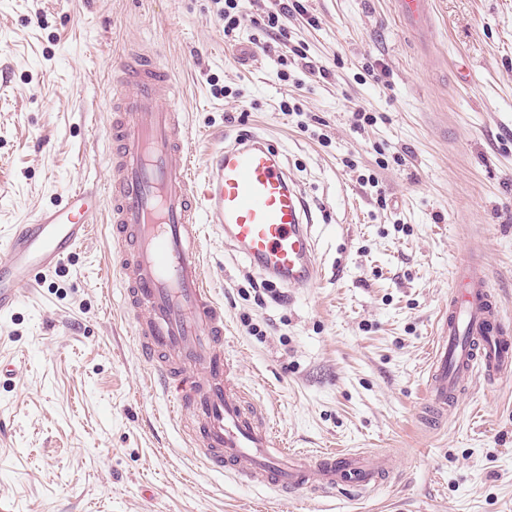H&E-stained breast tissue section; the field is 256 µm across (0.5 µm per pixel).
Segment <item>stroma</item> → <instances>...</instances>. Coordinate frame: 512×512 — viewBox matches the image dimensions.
<instances>
[{
  "instance_id": "stroma-1",
  "label": "stroma",
  "mask_w": 512,
  "mask_h": 512,
  "mask_svg": "<svg viewBox=\"0 0 512 512\" xmlns=\"http://www.w3.org/2000/svg\"><path fill=\"white\" fill-rule=\"evenodd\" d=\"M274 3L244 0L230 39L214 0H0V236L107 179L113 79L158 50L195 167L259 135L317 215L320 284L260 306L244 293L261 274L202 241L238 382L278 445L388 451L395 474L325 498L208 470L149 380L101 226L0 321V363L17 368L0 378V512H512V378L466 380L437 427L422 400L458 262L485 263L512 317V0H433L425 38L393 0H302L285 25L317 70L289 65L288 82L259 25Z\"/></svg>"
}]
</instances>
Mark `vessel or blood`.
Wrapping results in <instances>:
<instances>
[{
    "instance_id": "1",
    "label": "vessel or blood",
    "mask_w": 512,
    "mask_h": 512,
    "mask_svg": "<svg viewBox=\"0 0 512 512\" xmlns=\"http://www.w3.org/2000/svg\"><path fill=\"white\" fill-rule=\"evenodd\" d=\"M431 2L395 0V8L425 36L434 28ZM180 94L155 50L122 64L110 105L109 178L68 189L0 237V318L23 303L25 287L92 239L98 213H106L122 311L196 457L288 494L370 493L393 474V454L276 447L272 425L234 376L224 309L201 256L207 231L288 288L316 287L322 269L309 205L279 149L256 135L238 137L194 169ZM473 375L489 383L512 376V323L484 264L470 258L455 267L437 317L424 382L433 419L456 411L461 383Z\"/></svg>"
}]
</instances>
